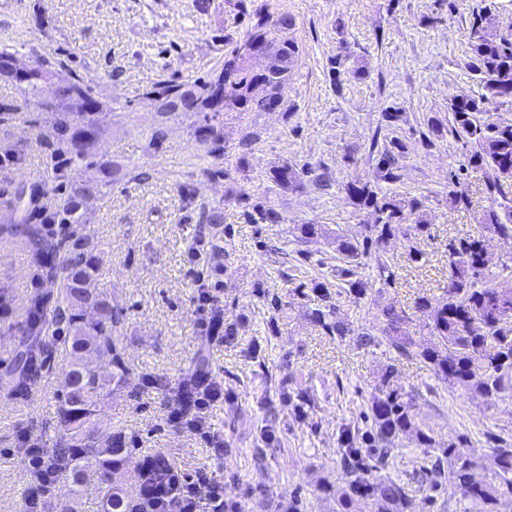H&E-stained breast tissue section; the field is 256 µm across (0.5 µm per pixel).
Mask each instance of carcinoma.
<instances>
[{"label":"carcinoma","instance_id":"cac0c4a2","mask_svg":"<svg viewBox=\"0 0 512 512\" xmlns=\"http://www.w3.org/2000/svg\"><path fill=\"white\" fill-rule=\"evenodd\" d=\"M239 11L249 18L244 40L227 55L220 66L193 80L162 79L145 88L144 97L164 106L163 114L175 113L174 100L184 101L182 111L197 118L194 141L206 148L209 163L200 168L205 179L229 177L224 167V113L238 110L264 112L284 106L283 92L299 54V47L288 34L295 26L287 13L271 15L248 0H238ZM471 52L475 71L486 79L488 95L479 100L457 95L449 104L450 132L461 142L464 162L488 170V189L501 200H493L482 224L487 232L512 238V198L503 185L512 182V123L496 124L483 120L488 104H512V34L493 32L496 20L491 7L478 3L469 17ZM257 48L267 59L265 68L254 71L245 46ZM17 54L0 49V83L16 86L19 97L0 103V123L7 124L21 112L45 109L57 114L52 139L41 143L48 167L44 178L0 196V241L18 240L27 249L38 280L50 282L46 290L35 291L28 299L25 318L18 326L21 341L10 370L0 373V393L25 399L32 385L48 370L49 350L59 342L69 345L71 363L55 394V418L59 425L54 454L47 470L34 478L28 497L54 495L56 485L68 487L57 512H74L71 502L80 495L83 470H93L102 484V512H157L158 490L171 476L173 467L162 456H149L137 463L138 493L124 492L121 469L132 451L112 423L100 418L101 405L113 388L125 383L127 369L112 332L121 325L119 311L99 297L93 287L99 274L95 252L98 243L82 225L83 210L109 183L111 171L101 168L102 179L88 180L81 174L90 158L95 133V115L103 104L93 94L90 81L76 74L65 63L42 59L41 64L19 68ZM55 86L50 99L41 97V88ZM263 94H256V88ZM403 145L392 140L378 151V179L399 180L398 156ZM321 187L330 184L327 171L297 168L283 163L272 169L270 180L283 191H294L305 179ZM58 182L65 196L50 204L45 186ZM346 190L354 204L368 211L363 242L336 236V259L344 262V292L349 302L365 299L376 308L375 317L385 325L386 340L399 355L417 358L449 388L462 390L494 405L512 397V276L491 271L492 258L480 238L448 241L449 288L436 301L421 297L416 308L429 314L428 333L410 331L409 316L392 303L381 304L369 298L367 282L355 268L368 254V245L382 249L390 240L422 236L428 225L419 217L424 207L413 198L400 201L383 194L369 181H352ZM243 216L249 224H279L281 215L261 200L241 193ZM198 223L214 238L207 263L224 260V246L217 231L224 224V208L207 201L197 203ZM310 290L318 305L311 319L328 335L344 337L352 332L350 323L338 315L332 303L331 285L313 280L296 288ZM93 317L86 318L87 311ZM110 356L109 367L91 366V359ZM209 354L202 351L177 386V396L189 408L196 395L208 389ZM394 367L389 365L369 401L366 419L370 428L360 438L345 432L341 439L342 460L350 474L347 488L336 497V512H414L413 497L406 482L379 475L392 456L395 442L407 439L424 453L438 451L433 464L431 488L441 487L439 479L448 475V497L461 491V512H500L502 501H512V447L496 448L485 469L490 478L478 479L477 462L467 445L448 444L436 448L434 438L415 421L413 397L394 385Z\"/></svg>","mask_w":512,"mask_h":512}]
</instances>
